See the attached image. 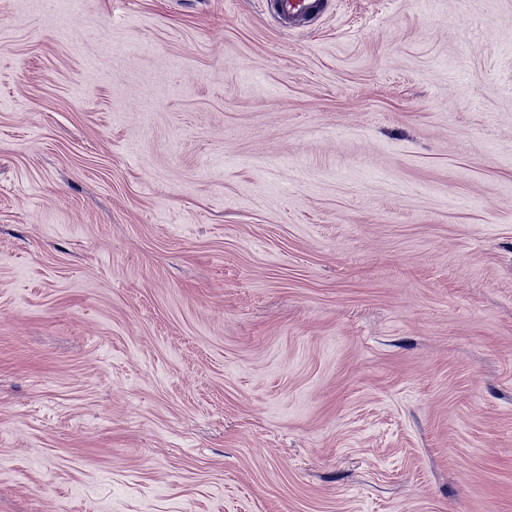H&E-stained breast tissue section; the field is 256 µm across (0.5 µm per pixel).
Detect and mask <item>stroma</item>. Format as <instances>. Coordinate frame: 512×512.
Returning <instances> with one entry per match:
<instances>
[{"mask_svg": "<svg viewBox=\"0 0 512 512\" xmlns=\"http://www.w3.org/2000/svg\"><path fill=\"white\" fill-rule=\"evenodd\" d=\"M0 512H512V0H0ZM262 11L285 25H306L320 19L329 8V0H261Z\"/></svg>", "mask_w": 512, "mask_h": 512, "instance_id": "stroma-1", "label": "stroma"}]
</instances>
